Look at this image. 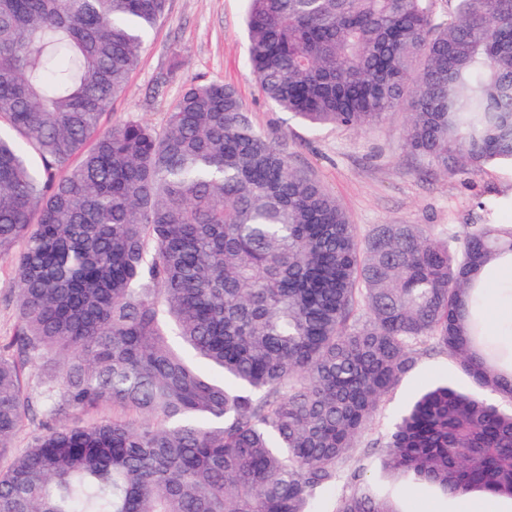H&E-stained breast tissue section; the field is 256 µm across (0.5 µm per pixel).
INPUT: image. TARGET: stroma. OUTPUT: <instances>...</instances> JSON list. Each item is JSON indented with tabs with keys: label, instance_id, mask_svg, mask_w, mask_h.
I'll return each mask as SVG.
<instances>
[{
	"label": "stroma",
	"instance_id": "35a3bbf8",
	"mask_svg": "<svg viewBox=\"0 0 512 512\" xmlns=\"http://www.w3.org/2000/svg\"><path fill=\"white\" fill-rule=\"evenodd\" d=\"M246 6V0H169L125 93L103 115L102 125L132 119L163 127L168 108L188 85L221 81L236 87L257 130L336 195L361 237L379 224H416L457 239L472 224H512V170L494 166L474 176L429 170L404 147L406 110L390 113L370 129L314 131L269 103L248 66ZM16 295L12 259L6 255L0 257V344L10 341L19 323ZM446 381L470 385L449 353L418 356L386 396L371 429L337 465L333 486L318 493L317 512H333L338 498L354 488L360 470L392 493L401 512H462L465 501L482 500L479 492L464 500L434 490L414 494L380 467L378 443L395 418L421 389Z\"/></svg>",
	"mask_w": 512,
	"mask_h": 512
}]
</instances>
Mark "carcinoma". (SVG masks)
<instances>
[{"label": "carcinoma", "mask_w": 512, "mask_h": 512, "mask_svg": "<svg viewBox=\"0 0 512 512\" xmlns=\"http://www.w3.org/2000/svg\"><path fill=\"white\" fill-rule=\"evenodd\" d=\"M167 2L0 0V257L20 314L0 345V512H316L423 345L477 390H424L386 468L512 498V409L488 398L512 403V346L480 279L512 225L459 248L416 224L363 239L218 81L186 88L161 132L102 127ZM245 24L262 95L306 125L404 108L428 165H512V0H247ZM26 363L60 368L36 415ZM335 512L400 510L362 482Z\"/></svg>", "instance_id": "1"}]
</instances>
